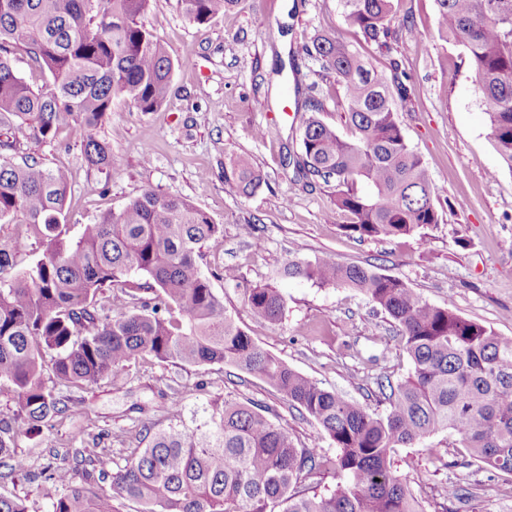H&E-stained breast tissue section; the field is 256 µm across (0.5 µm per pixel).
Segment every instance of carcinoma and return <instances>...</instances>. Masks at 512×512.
<instances>
[{
	"label": "carcinoma",
	"mask_w": 512,
	"mask_h": 512,
	"mask_svg": "<svg viewBox=\"0 0 512 512\" xmlns=\"http://www.w3.org/2000/svg\"><path fill=\"white\" fill-rule=\"evenodd\" d=\"M152 0H0V151L22 140L43 142L69 129L86 163L112 167L99 137L117 103L158 112L171 83L167 45L143 23ZM363 42L394 50V0H338ZM183 15L205 23L238 0H179ZM439 36L462 47L478 86L494 146L512 171V0H433ZM321 80L340 85L345 137L320 115L319 83H295L303 113L301 150L289 156L297 179L334 193L341 228L361 240L416 237L441 223L438 195L398 118L408 79L369 67L344 41L316 35L301 46ZM20 53L50 75L33 90L18 74ZM264 181L246 158L224 163V184L249 195ZM69 172L22 156L0 158V223L23 224L27 236L0 243V384L14 394L13 416L0 420V479L27 465L15 447L69 411L60 388L118 379L139 359L183 367L229 366L276 390L288 408L312 419L336 455L299 448L262 406L226 394L188 426L178 420L143 426V447L113 467L106 452L54 450L37 496L45 512H119L118 499L142 512H424L395 466L398 450L442 433L457 437L463 466L512 475V337L468 321L453 305L422 301L401 278L328 257L288 261L285 275L319 287L351 288L394 324L411 371L397 383L378 380L388 409L371 413L321 386L259 346L224 308L201 270V249L220 243L212 217L175 194L148 189L122 210L83 226L65 224ZM34 237L45 245L31 267L8 275ZM121 291L102 299L114 283ZM224 283L241 291L260 321L279 322L286 299L271 284H251L236 269ZM52 377L45 378L46 363ZM331 467L340 482L308 495L302 483ZM0 512H29L27 499L0 495Z\"/></svg>",
	"instance_id": "obj_1"
}]
</instances>
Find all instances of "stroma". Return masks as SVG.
<instances>
[{
  "label": "stroma",
  "mask_w": 512,
  "mask_h": 512,
  "mask_svg": "<svg viewBox=\"0 0 512 512\" xmlns=\"http://www.w3.org/2000/svg\"><path fill=\"white\" fill-rule=\"evenodd\" d=\"M144 23L174 59L171 92L158 112L114 105L102 130L112 147L111 169L88 167L63 132L26 146L46 167L68 169L71 236L147 189L187 198L222 227L221 243L202 248L199 264L236 322L290 367L374 413L387 409L374 377L396 383L411 369L393 324L355 290L280 279L289 259L327 256L372 267L403 279L422 300L454 305L465 319L512 337V170L495 150L461 47L438 36L432 0H395L399 31L389 55L361 42L337 0H239L234 10L204 24L185 18L178 0H152ZM318 34L348 43L381 73L388 72L391 58L401 60L409 97L400 119L431 172L442 214L441 223L426 228L424 241L347 235L342 217L324 218L333 207L331 188L304 186L288 166L289 152L300 149L294 81L314 79L313 65L299 48ZM189 46L196 54L187 62ZM232 155L247 157L264 175L255 193L225 187L224 163ZM228 268L249 283L278 286L287 299L283 319L254 320L240 292L225 286ZM171 386L182 393L177 413L156 400L158 390ZM227 393L267 406L268 418L288 429L299 446L335 456L317 424L288 410L256 376L150 358L119 383L72 390L69 412L40 436L19 437L17 452L36 473L52 448L91 454L108 448L121 466L142 425L190 419ZM135 404L143 412H132ZM455 445V436L444 432L398 453V468L419 491L426 512L445 504L451 483L473 491L480 512H512V477L457 465Z\"/></svg>",
  "instance_id": "1"
}]
</instances>
